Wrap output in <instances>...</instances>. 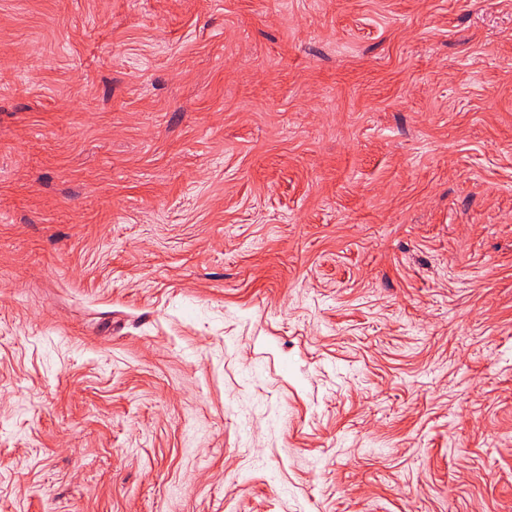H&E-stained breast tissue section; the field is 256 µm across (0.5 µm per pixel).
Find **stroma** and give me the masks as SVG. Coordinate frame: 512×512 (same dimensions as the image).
Segmentation results:
<instances>
[{
    "label": "stroma",
    "instance_id": "1",
    "mask_svg": "<svg viewBox=\"0 0 512 512\" xmlns=\"http://www.w3.org/2000/svg\"><path fill=\"white\" fill-rule=\"evenodd\" d=\"M0 512H512V0H0Z\"/></svg>",
    "mask_w": 512,
    "mask_h": 512
}]
</instances>
